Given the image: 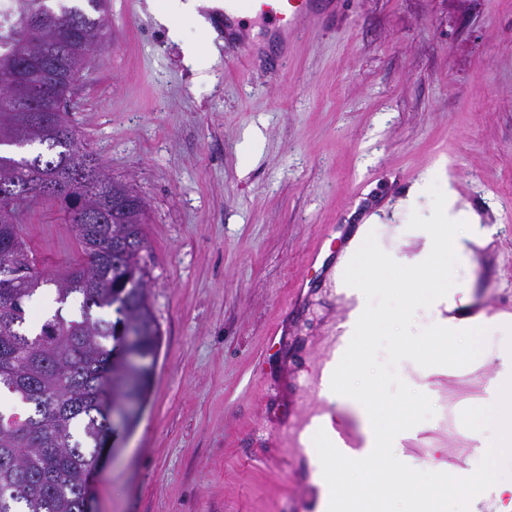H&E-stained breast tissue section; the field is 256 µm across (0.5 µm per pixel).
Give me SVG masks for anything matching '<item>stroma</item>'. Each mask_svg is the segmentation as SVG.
Returning <instances> with one entry per match:
<instances>
[{"instance_id": "35a3bbf8", "label": "stroma", "mask_w": 512, "mask_h": 512, "mask_svg": "<svg viewBox=\"0 0 512 512\" xmlns=\"http://www.w3.org/2000/svg\"><path fill=\"white\" fill-rule=\"evenodd\" d=\"M153 0H106L104 36L64 106L112 179L144 200L141 263L161 331L148 400L93 482L94 512H310V455L284 432L324 409L301 380L348 311L336 265L364 221L402 249L429 215L396 201L437 171L479 214L478 266L449 268L471 309L512 305V0H345L285 59L237 60L216 10L183 25L207 68L184 60ZM21 235L37 269L82 265L59 203ZM386 268L365 290L387 312L351 388L382 415L444 416L415 387L437 313L403 299Z\"/></svg>"}]
</instances>
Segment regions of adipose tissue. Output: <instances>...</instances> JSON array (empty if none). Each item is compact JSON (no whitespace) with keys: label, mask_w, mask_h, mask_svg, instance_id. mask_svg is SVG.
Returning <instances> with one entry per match:
<instances>
[{"label":"adipose tissue","mask_w":512,"mask_h":512,"mask_svg":"<svg viewBox=\"0 0 512 512\" xmlns=\"http://www.w3.org/2000/svg\"><path fill=\"white\" fill-rule=\"evenodd\" d=\"M201 0H157L155 14L168 29L172 41H180V21L187 20L199 28L207 22L198 12ZM437 193L439 205L428 222L418 226L411 235L414 248L404 255H381L372 248L371 226L378 223V216H371L362 224L356 237L348 247L343 263L347 275L341 286L357 303L354 308L361 323L355 331L353 349L334 373L320 397L328 402L352 400L370 406L372 397L367 393L352 391L347 381L349 376L363 364L370 336L382 324L380 314L371 312L362 299L363 290L372 271L378 267L404 268L416 278L433 276L435 284L428 289L427 296L434 308H441L448 300V289L442 278L449 264H474L473 248L481 244L483 234L478 215L461 199L450 182L439 180L434 174H425L400 199L396 207L402 211L416 209L418 200L429 193ZM493 331L501 335L497 360L499 368L490 379V391L479 413L492 419L496 434L492 440H479V454L486 462L495 466L494 481L499 497L512 502V324L497 320L480 319L462 323L453 319H439L437 333L447 337L448 351H455L457 341L463 336H472ZM402 433L382 418H375L370 427L368 445L370 460L358 473L347 471L338 459L336 449L324 448L312 463L316 468L315 482L321 501L327 512H358L366 500H373L376 512H383L386 496L395 492L407 494L413 501L412 512H441L448 498L471 501L477 496V482L468 485L454 477H433V492L422 495L414 479L415 467L410 463L382 466L381 457L386 447L400 444Z\"/></svg>","instance_id":"obj_1"}]
</instances>
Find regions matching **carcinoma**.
<instances>
[{
  "label": "carcinoma",
  "instance_id": "carcinoma-1",
  "mask_svg": "<svg viewBox=\"0 0 512 512\" xmlns=\"http://www.w3.org/2000/svg\"><path fill=\"white\" fill-rule=\"evenodd\" d=\"M10 2L0 14V146L44 151L0 154V185L15 190L0 200V267L17 272L0 275V395L27 406L23 415L0 409V512H91L89 476L112 411L125 408L127 423L135 422L161 341L140 263L144 203L80 145L65 110L45 122L42 112L19 111L11 96L21 74L66 97L79 67L73 54H59V40L73 30V47L99 38L105 0H85L86 10ZM39 197L65 205L86 256L60 279L37 270L20 234L21 208ZM48 284L59 308L33 332L31 303ZM70 302L79 303L77 319L62 315ZM95 308L113 310L116 321L93 315ZM120 327L133 336L123 352L140 357L138 366L112 361L108 342Z\"/></svg>",
  "mask_w": 512,
  "mask_h": 512
}]
</instances>
